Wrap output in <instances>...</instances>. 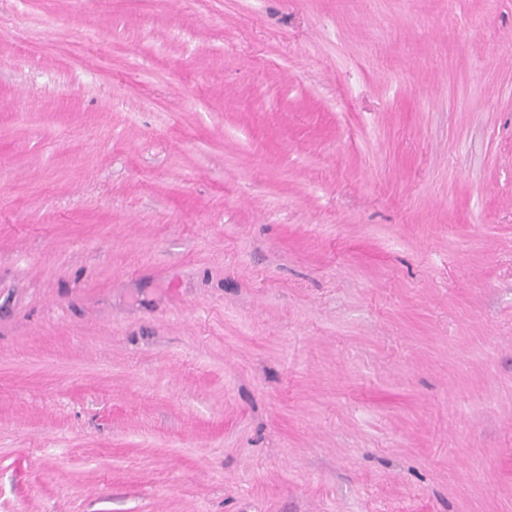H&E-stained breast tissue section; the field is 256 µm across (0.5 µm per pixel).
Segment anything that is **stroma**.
Returning a JSON list of instances; mask_svg holds the SVG:
<instances>
[{
	"label": "stroma",
	"mask_w": 512,
	"mask_h": 512,
	"mask_svg": "<svg viewBox=\"0 0 512 512\" xmlns=\"http://www.w3.org/2000/svg\"><path fill=\"white\" fill-rule=\"evenodd\" d=\"M0 512H512V0H0Z\"/></svg>",
	"instance_id": "obj_1"
}]
</instances>
